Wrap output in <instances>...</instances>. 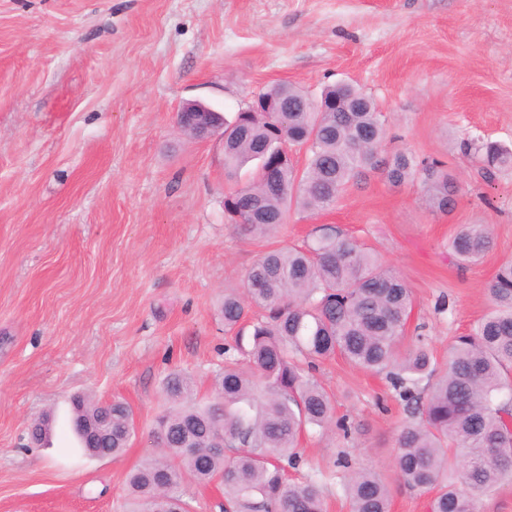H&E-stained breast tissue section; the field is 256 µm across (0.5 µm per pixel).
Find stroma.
Masks as SVG:
<instances>
[{"mask_svg": "<svg viewBox=\"0 0 512 512\" xmlns=\"http://www.w3.org/2000/svg\"><path fill=\"white\" fill-rule=\"evenodd\" d=\"M386 118L385 154L442 163L453 211L420 183L369 173L330 210H289L276 236L229 224L221 136L191 138L176 112L225 117L260 89L312 97L338 82ZM512 148V0H0V512H125L126 478L156 454L163 382L190 374L213 399L224 364L219 306L265 251L330 224L371 248L412 291L410 326L437 359L490 308L512 261V168L485 181L468 137ZM489 225L493 249L458 266L448 242ZM318 378L357 426L303 438L298 479L338 452L392 476L411 416L384 376L336 358ZM122 400L135 430L118 457L69 439L70 399ZM53 418L50 444L28 428Z\"/></svg>", "mask_w": 512, "mask_h": 512, "instance_id": "stroma-1", "label": "stroma"}]
</instances>
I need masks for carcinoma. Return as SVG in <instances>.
<instances>
[{
    "label": "carcinoma",
    "mask_w": 512,
    "mask_h": 512,
    "mask_svg": "<svg viewBox=\"0 0 512 512\" xmlns=\"http://www.w3.org/2000/svg\"><path fill=\"white\" fill-rule=\"evenodd\" d=\"M288 106L260 118L241 113L224 122V169L229 176L257 162L251 183L224 201L232 223L249 235L270 237L291 206L321 212L366 169L395 184L416 177L430 207L446 211L454 186L440 163L408 152L382 157L385 117L354 86L323 91L336 107L310 112L307 94L287 83L265 90ZM293 145L311 141L301 169L268 170L279 136ZM466 148L483 157V177L512 166V149L473 139ZM493 239L484 224H465L449 242L462 263L482 259ZM491 309L471 333L454 338L439 363L418 333L400 350L413 299L405 281L339 229L321 225L300 248L265 252L238 288L224 289V368L213 377L216 401L188 402L190 377L167 375L163 392L172 407L156 420L159 457L146 458L127 479L136 512H190L181 487L217 483L219 512H326V481L342 473L351 512H390L386 478L338 455L323 479L295 481L288 471L303 462L300 443L312 431L332 429L347 439L355 430L335 417V396L316 377L318 366L340 356L355 368L382 374L418 422L403 426L393 470L403 485L431 494L429 512H479V498L512 477V262L489 288ZM425 386H420V383ZM73 433L90 457L118 456L134 431L131 406L76 396Z\"/></svg>",
    "instance_id": "1"
}]
</instances>
